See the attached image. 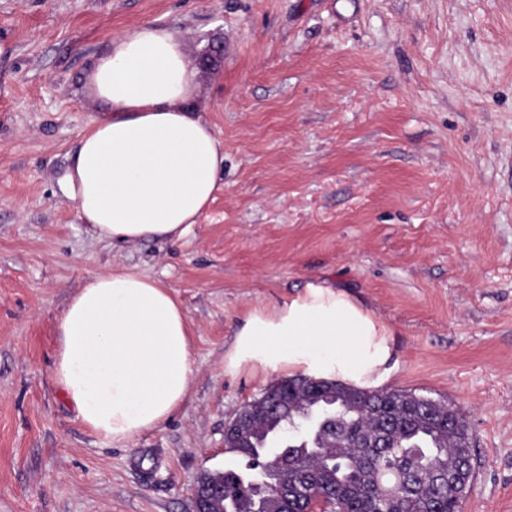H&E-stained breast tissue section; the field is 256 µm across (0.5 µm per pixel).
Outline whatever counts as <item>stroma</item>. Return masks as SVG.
Listing matches in <instances>:
<instances>
[{
	"label": "stroma",
	"instance_id": "stroma-1",
	"mask_svg": "<svg viewBox=\"0 0 512 512\" xmlns=\"http://www.w3.org/2000/svg\"><path fill=\"white\" fill-rule=\"evenodd\" d=\"M144 21L184 37L224 173L181 241L115 247L58 178L104 110L93 57ZM117 264L194 347L187 402L129 446L53 379L62 310ZM314 278L390 328L389 388L465 415L462 512H512V0H0V512H194L270 384L225 373L237 328Z\"/></svg>",
	"mask_w": 512,
	"mask_h": 512
}]
</instances>
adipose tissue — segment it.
I'll return each instance as SVG.
<instances>
[{"instance_id":"ef3b65f1","label":"adipose tissue","mask_w":512,"mask_h":512,"mask_svg":"<svg viewBox=\"0 0 512 512\" xmlns=\"http://www.w3.org/2000/svg\"><path fill=\"white\" fill-rule=\"evenodd\" d=\"M87 81L107 112L81 133L58 179L97 238L134 245L185 237L213 199L224 145L201 114L199 72L184 37L143 22L114 37ZM391 331L376 312L323 279L244 318L224 371L303 372L361 388L392 374ZM54 380L76 418L131 444L166 423L193 380L187 314L169 288L115 265L83 280L57 326Z\"/></svg>"}]
</instances>
